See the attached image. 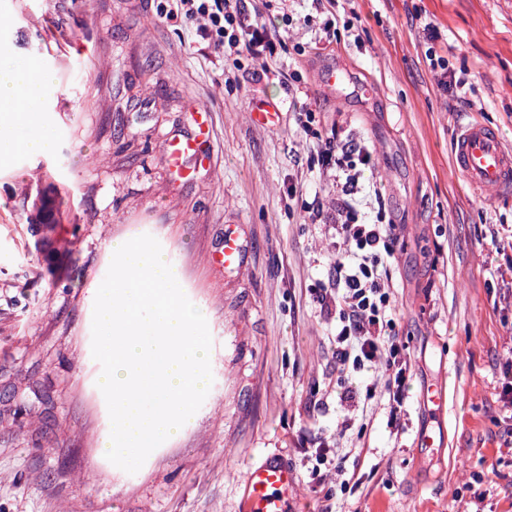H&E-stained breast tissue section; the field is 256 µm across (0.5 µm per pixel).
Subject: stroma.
Here are the masks:
<instances>
[{
    "label": "stroma",
    "mask_w": 512,
    "mask_h": 512,
    "mask_svg": "<svg viewBox=\"0 0 512 512\" xmlns=\"http://www.w3.org/2000/svg\"><path fill=\"white\" fill-rule=\"evenodd\" d=\"M352 22L315 43L325 20L292 0V31L271 73L222 50L177 15L173 0H0V44L12 61L55 72L43 91L51 146L0 161V512H239L251 465L286 461L298 488L291 512H464L486 492L485 512H512V407L500 393L512 355V249L490 233L512 226V196L483 199L450 162L462 119L495 127L512 144V0H342ZM435 47L475 88L473 107L441 90L427 64ZM306 44L298 52V44ZM345 76L335 94L322 72ZM308 95L314 131L353 130L375 150L376 182L394 244L395 332L412 371L399 427L382 397H367L378 371L336 393V321L315 293L333 260L330 225L302 207L324 204L332 179L311 154L293 97ZM282 104L278 128L254 125L257 100ZM209 115L210 169L163 162L167 139L191 136ZM54 165L73 196L75 223L35 236L20 193L39 165ZM243 245L240 269L214 260L224 228ZM148 234L186 297L206 309L212 384L175 440L133 474L103 463L111 421L95 389L94 300L112 242ZM445 384L444 420L423 404ZM349 430H342L343 420ZM446 431L421 448L424 429ZM332 448L325 464L320 445ZM359 482L320 483L337 455ZM494 469L485 484L471 474Z\"/></svg>",
    "instance_id": "obj_1"
}]
</instances>
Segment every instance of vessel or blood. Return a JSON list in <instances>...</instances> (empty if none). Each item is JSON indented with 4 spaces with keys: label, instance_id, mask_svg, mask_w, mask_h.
Segmentation results:
<instances>
[{
    "label": "vessel or blood",
    "instance_id": "vessel-or-blood-1",
    "mask_svg": "<svg viewBox=\"0 0 512 512\" xmlns=\"http://www.w3.org/2000/svg\"><path fill=\"white\" fill-rule=\"evenodd\" d=\"M207 138V125L201 120L194 137L170 139L164 152L167 168L181 178H189L183 160L202 155ZM451 157L455 173L474 193H512V146L506 145L494 128L475 118L463 121L457 129ZM220 262L228 269L241 265V246L233 230L224 233ZM296 485L294 470L283 461L270 459L254 465L245 476L241 512H285Z\"/></svg>",
    "mask_w": 512,
    "mask_h": 512
}]
</instances>
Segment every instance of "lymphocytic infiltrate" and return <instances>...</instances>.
I'll return each mask as SVG.
<instances>
[{
	"instance_id": "lymphocytic-infiltrate-1",
	"label": "lymphocytic infiltrate",
	"mask_w": 512,
	"mask_h": 512,
	"mask_svg": "<svg viewBox=\"0 0 512 512\" xmlns=\"http://www.w3.org/2000/svg\"><path fill=\"white\" fill-rule=\"evenodd\" d=\"M178 10L214 46L225 60L248 54L267 65L284 49L285 37L269 27L261 13H252L245 0H175ZM317 160L323 170L336 174L332 214L316 209L315 219L330 217L336 233V258L331 287L318 290L326 314L336 319V359L341 374L385 368L382 395L390 408L391 423H398L405 399L411 357L395 334L393 311L392 247L397 227L383 213L365 215L363 208L379 200L374 182H362L364 170L373 169L370 149L342 131L319 140Z\"/></svg>"
}]
</instances>
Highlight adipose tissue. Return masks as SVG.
Instances as JSON below:
<instances>
[{"label":"adipose tissue","instance_id":"1","mask_svg":"<svg viewBox=\"0 0 512 512\" xmlns=\"http://www.w3.org/2000/svg\"><path fill=\"white\" fill-rule=\"evenodd\" d=\"M54 80V72L34 61L0 63V160L48 150L50 136L39 112L41 93Z\"/></svg>","mask_w":512,"mask_h":512}]
</instances>
